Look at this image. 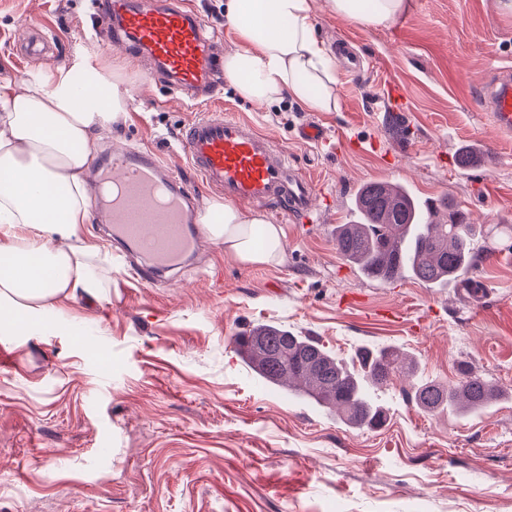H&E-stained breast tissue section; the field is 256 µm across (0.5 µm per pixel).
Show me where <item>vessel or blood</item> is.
I'll list each match as a JSON object with an SVG mask.
<instances>
[{"mask_svg": "<svg viewBox=\"0 0 512 512\" xmlns=\"http://www.w3.org/2000/svg\"><path fill=\"white\" fill-rule=\"evenodd\" d=\"M97 30L113 44L148 61L154 80L173 93L209 102L189 121L178 144L191 172L231 203L273 207L305 222L317 207L312 179L288 164L284 150L251 122L231 117L218 103L222 56L203 21L182 0L142 6L139 0H91ZM500 131H512V68L495 70L486 89ZM95 206L111 226L114 241L146 260L143 283L182 264L203 237L194 212L193 190L150 150L116 148L90 176Z\"/></svg>", "mask_w": 512, "mask_h": 512, "instance_id": "obj_1", "label": "vessel or blood"}]
</instances>
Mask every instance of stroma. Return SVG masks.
Wrapping results in <instances>:
<instances>
[{
  "mask_svg": "<svg viewBox=\"0 0 512 512\" xmlns=\"http://www.w3.org/2000/svg\"><path fill=\"white\" fill-rule=\"evenodd\" d=\"M315 22L326 48L351 39L364 63L358 75L337 69V111L260 106L228 85L221 98L316 181L319 221L267 209L286 232L270 265L233 263L208 237L190 266L153 284L134 279L139 257L113 261L99 294L61 300L28 330L0 329V512H512V251L481 259L486 294L474 302L453 285L368 280L333 236L353 192L376 180L423 202L451 198L475 224H512V132L495 129L481 99L489 68L512 66V15L498 0H407L393 23L367 28L315 0ZM91 26L89 0H0V78L37 75L46 60L20 46L33 32L53 35L55 65L81 50L109 56ZM133 68L126 118L98 134L96 152L149 149L190 176L177 134L206 102L148 81V62ZM388 81L405 109L386 98ZM311 121L327 143L299 140ZM465 146L481 161L462 173ZM261 323L348 361L364 345L396 347L447 385L465 362L503 396L471 416L428 414L394 376L379 393L386 427L352 428L257 382L233 338Z\"/></svg>",
  "mask_w": 512,
  "mask_h": 512,
  "instance_id": "obj_1",
  "label": "stroma"
}]
</instances>
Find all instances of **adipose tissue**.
<instances>
[{
  "instance_id": "ef3b65f1",
  "label": "adipose tissue",
  "mask_w": 512,
  "mask_h": 512,
  "mask_svg": "<svg viewBox=\"0 0 512 512\" xmlns=\"http://www.w3.org/2000/svg\"><path fill=\"white\" fill-rule=\"evenodd\" d=\"M333 11L364 27L393 22L406 0H331ZM225 23L240 45L225 53L224 79L243 100L290 99L312 112H333L336 61L315 34L313 0H224ZM132 65L84 51L33 81L0 80V324L33 327L57 301L104 287L99 248L79 235L90 223L86 176L97 131L127 112ZM82 72L87 90L74 91ZM201 221L223 242L224 255L249 265L283 257L282 225L265 214L243 215L219 199L206 201Z\"/></svg>"
}]
</instances>
